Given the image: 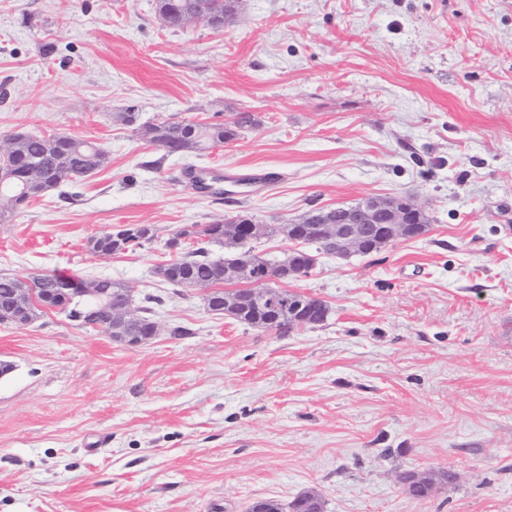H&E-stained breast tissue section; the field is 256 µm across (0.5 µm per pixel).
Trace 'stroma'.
I'll list each match as a JSON object with an SVG mask.
<instances>
[{"label": "stroma", "mask_w": 512, "mask_h": 512, "mask_svg": "<svg viewBox=\"0 0 512 512\" xmlns=\"http://www.w3.org/2000/svg\"><path fill=\"white\" fill-rule=\"evenodd\" d=\"M260 123L168 155L125 125ZM68 134L100 171L0 223V275L58 271L153 295L129 347L64 312L0 325V512H512V0H242L215 29L156 0H0V143ZM268 174L221 199L186 167ZM408 197L430 230L320 254L287 288L326 321L278 334L158 275L176 230ZM156 230L96 256L91 235ZM449 468L428 498L406 470ZM156 238L155 230H149L139 224H125L113 227L112 230L97 236L95 242L93 238L88 241V247L93 252L99 243L106 242L110 252L120 253L123 251H134L153 243ZM99 256H111L110 254L96 253ZM452 469H439L436 472L430 474L431 478L429 482L416 481L413 480L412 477L401 478L402 487L404 491L418 499L427 498L431 495L432 488L437 484H448L451 485L455 482V477ZM427 473H419V478L422 480H427L430 477ZM436 486H434L435 488Z\"/></svg>", "instance_id": "35a3bbf8"}]
</instances>
